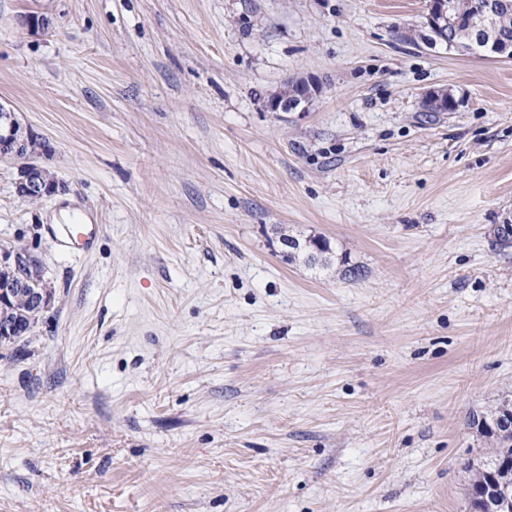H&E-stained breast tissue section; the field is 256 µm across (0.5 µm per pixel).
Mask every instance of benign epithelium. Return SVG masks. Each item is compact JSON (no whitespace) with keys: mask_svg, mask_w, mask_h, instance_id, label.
Masks as SVG:
<instances>
[{"mask_svg":"<svg viewBox=\"0 0 512 512\" xmlns=\"http://www.w3.org/2000/svg\"><path fill=\"white\" fill-rule=\"evenodd\" d=\"M465 17L454 10L452 0H428L425 26L433 41L443 42L448 48L461 49L450 40L449 34L459 27ZM22 24L32 32H46L51 19L45 15H26ZM316 83L304 77L294 78L268 97L266 108L270 112H304L316 95ZM432 109L447 110L456 107L455 98L445 90L431 91L423 97ZM53 153L50 142L31 126L23 123L13 109L0 103V159L20 162V177L15 192L25 202H36L49 197L59 189L60 182L39 160ZM44 275L39 260L27 250H0V307L23 299L34 310L44 311L52 302L48 288L37 287L36 279ZM29 331L25 325L0 321V347L13 343Z\"/></svg>","mask_w":512,"mask_h":512,"instance_id":"7a95c632","label":"benign epithelium"}]
</instances>
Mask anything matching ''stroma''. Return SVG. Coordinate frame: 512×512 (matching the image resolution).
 I'll use <instances>...</instances> for the list:
<instances>
[{
  "mask_svg": "<svg viewBox=\"0 0 512 512\" xmlns=\"http://www.w3.org/2000/svg\"><path fill=\"white\" fill-rule=\"evenodd\" d=\"M425 13L0 0V101L65 185L22 201L0 159V249L54 291L0 348V512H467L469 416L512 400V60ZM301 76L308 112L267 111ZM95 228L87 226L65 225L60 230V240L66 247L73 249H89L94 244Z\"/></svg>",
  "mask_w": 512,
  "mask_h": 512,
  "instance_id": "35a3bbf8",
  "label": "stroma"
}]
</instances>
